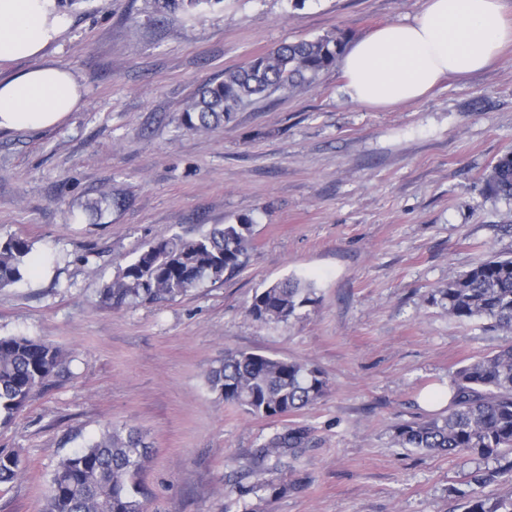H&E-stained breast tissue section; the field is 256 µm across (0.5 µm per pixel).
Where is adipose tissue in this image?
I'll use <instances>...</instances> for the list:
<instances>
[{
  "instance_id": "adipose-tissue-1",
  "label": "adipose tissue",
  "mask_w": 512,
  "mask_h": 512,
  "mask_svg": "<svg viewBox=\"0 0 512 512\" xmlns=\"http://www.w3.org/2000/svg\"><path fill=\"white\" fill-rule=\"evenodd\" d=\"M70 26L58 0H0V67H33L0 78V131L56 126L76 111L83 90L44 50ZM512 43L502 0H425L412 19L358 39L343 58L344 91L353 103L390 108L415 101L443 77L484 69Z\"/></svg>"
}]
</instances>
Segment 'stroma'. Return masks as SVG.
Masks as SVG:
<instances>
[{"label": "stroma", "instance_id": "obj_1", "mask_svg": "<svg viewBox=\"0 0 512 512\" xmlns=\"http://www.w3.org/2000/svg\"><path fill=\"white\" fill-rule=\"evenodd\" d=\"M425 0H219L170 12L157 0H59L71 20L45 61L83 87L45 129L0 131V238L42 264L0 289V336L67 351L70 372L37 393L0 448L24 471L0 512H42L59 460L111 426L154 450L147 512H457L473 463L403 448L395 425L444 412L471 359L512 343L433 300L449 276L512 254V201L484 176L512 154V48L464 79L393 108L349 102L341 67L254 99L191 132L194 91L281 44L339 32L355 41L413 18ZM121 194L122 206L103 203ZM101 201L100 212L86 210ZM252 223L244 267L155 304L101 291L148 243ZM295 277L317 303L286 324L248 313L256 290ZM321 369L327 394L283 418L227 404L206 375L225 352ZM306 427L297 458L251 471L273 434Z\"/></svg>", "mask_w": 512, "mask_h": 512}]
</instances>
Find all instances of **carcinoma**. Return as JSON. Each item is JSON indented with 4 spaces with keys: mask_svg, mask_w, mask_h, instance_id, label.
Instances as JSON below:
<instances>
[{
    "mask_svg": "<svg viewBox=\"0 0 512 512\" xmlns=\"http://www.w3.org/2000/svg\"><path fill=\"white\" fill-rule=\"evenodd\" d=\"M220 0H163L170 10L211 6ZM346 36L326 35L312 41L282 44L246 64L224 71V79L203 84L181 117L189 131L216 128L256 97L311 82L342 57ZM488 189L512 198V155L500 158L485 176ZM252 224H214L197 237L173 234L143 247L102 289L115 305L158 303L183 296L207 283L224 280L243 266L251 244ZM33 243L20 236L0 240V288L29 273ZM435 302L459 320L480 319L489 328L512 331V257L493 256L448 278ZM312 285L296 278L274 282L255 292L248 313L255 320L286 324L315 306ZM70 359L58 347L22 336L0 337V425L40 391L69 372ZM211 390L224 402L262 418L285 417L306 408L328 391L317 367L288 358L236 351L207 375ZM443 415L396 427L395 441L404 448L453 454L466 452L483 466L466 474L471 491L463 512H512V494L491 500L483 489L512 478V344L459 367L449 385ZM307 444V431L290 426L275 434L255 454L295 456ZM152 450L143 436L113 426L81 450L62 458L50 478L42 512H144L141 474ZM497 466H489V462ZM22 472L15 452L0 450V488Z\"/></svg>",
    "mask_w": 512,
    "mask_h": 512,
    "instance_id": "obj_1",
    "label": "carcinoma"
}]
</instances>
